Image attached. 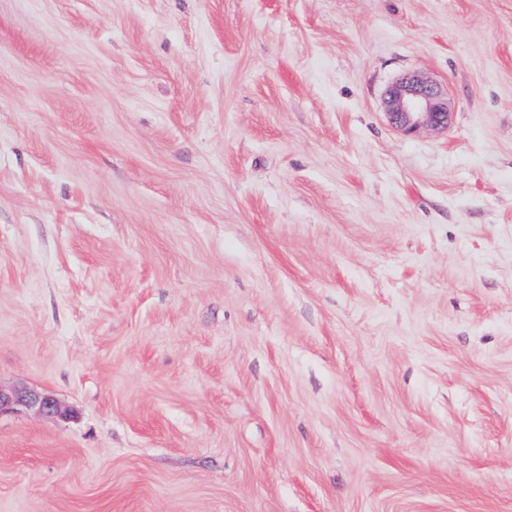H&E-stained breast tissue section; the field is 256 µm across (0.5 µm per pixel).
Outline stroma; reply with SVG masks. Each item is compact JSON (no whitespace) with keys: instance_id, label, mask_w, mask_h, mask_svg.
I'll return each instance as SVG.
<instances>
[{"instance_id":"1","label":"stroma","mask_w":512,"mask_h":512,"mask_svg":"<svg viewBox=\"0 0 512 512\" xmlns=\"http://www.w3.org/2000/svg\"><path fill=\"white\" fill-rule=\"evenodd\" d=\"M0 386V512H512V0H0ZM389 122L405 133L420 129H446L452 120L448 98L442 87L417 74H407L388 90L386 98ZM22 410L44 416L63 417L65 411L49 394L37 391L4 389L0 386V415Z\"/></svg>"}]
</instances>
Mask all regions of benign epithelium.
<instances>
[{"mask_svg": "<svg viewBox=\"0 0 512 512\" xmlns=\"http://www.w3.org/2000/svg\"><path fill=\"white\" fill-rule=\"evenodd\" d=\"M386 108L389 122L405 133L423 128L446 129L452 120L442 87L417 74H407L389 88ZM22 410L44 416H65L58 402L47 393L0 387V415Z\"/></svg>", "mask_w": 512, "mask_h": 512, "instance_id": "1", "label": "benign epithelium"}]
</instances>
